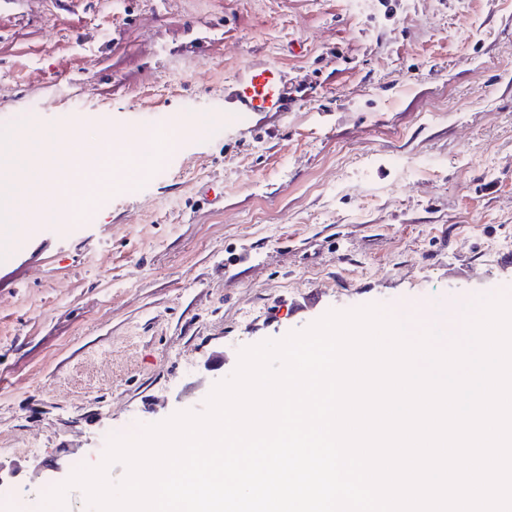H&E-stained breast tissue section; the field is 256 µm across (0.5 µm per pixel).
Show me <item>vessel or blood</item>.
I'll use <instances>...</instances> for the list:
<instances>
[{"mask_svg": "<svg viewBox=\"0 0 512 512\" xmlns=\"http://www.w3.org/2000/svg\"><path fill=\"white\" fill-rule=\"evenodd\" d=\"M297 104L285 89L280 69L254 62L241 68L224 86V120L236 130L251 128L258 112H289Z\"/></svg>", "mask_w": 512, "mask_h": 512, "instance_id": "b4317fda", "label": "vessel or blood"}]
</instances>
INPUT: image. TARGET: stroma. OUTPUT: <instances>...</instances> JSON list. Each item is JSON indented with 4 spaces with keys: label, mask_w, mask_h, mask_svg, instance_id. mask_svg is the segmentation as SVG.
<instances>
[{
    "label": "stroma",
    "mask_w": 512,
    "mask_h": 512,
    "mask_svg": "<svg viewBox=\"0 0 512 512\" xmlns=\"http://www.w3.org/2000/svg\"><path fill=\"white\" fill-rule=\"evenodd\" d=\"M250 61L309 94L224 131ZM197 112L0 265V512L328 311L512 298V0H0L14 139L73 127L89 159Z\"/></svg>",
    "instance_id": "35a3bbf8"
}]
</instances>
